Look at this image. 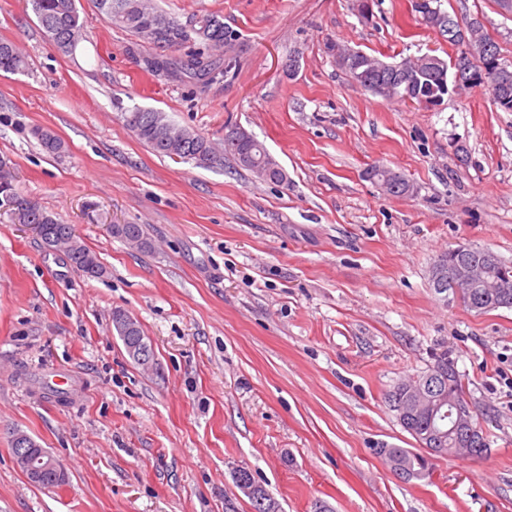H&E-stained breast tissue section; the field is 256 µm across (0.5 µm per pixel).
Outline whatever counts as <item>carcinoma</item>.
Masks as SVG:
<instances>
[{
  "label": "carcinoma",
  "mask_w": 512,
  "mask_h": 512,
  "mask_svg": "<svg viewBox=\"0 0 512 512\" xmlns=\"http://www.w3.org/2000/svg\"><path fill=\"white\" fill-rule=\"evenodd\" d=\"M32 10L41 26L50 25L61 32V37L52 40L62 53H70L85 38L84 24L80 18L75 0H30ZM431 8L422 13L425 26L434 29L440 24L444 12L439 0H428ZM95 8L105 22L122 28L138 39L154 53L151 66L157 71H168L182 79L214 81L226 76L233 68L234 58L228 55L230 49L240 41L238 31L224 25L215 15H203L193 22L182 23L170 13L147 3V0H94ZM181 50L178 58H171L167 52ZM375 57L366 53L359 60L341 65V68L359 83H383L390 74L368 68ZM409 77L410 91L400 89L390 95L392 99L421 102L426 99L436 105L441 96L442 85L448 83V61L431 54L419 56L411 61ZM28 69L27 59L9 40L0 39V71L5 73L24 72ZM122 124L134 136L147 144L159 156L176 157L192 161L199 166H209L222 161L212 142L196 131L172 121L166 113L139 106L128 107L120 112ZM35 136L46 153L58 156L64 152V143L47 129H37ZM224 155L233 157L241 166L249 169L264 181L288 184L281 177L279 163L264 145L247 130L231 127L224 132ZM7 163L0 159V207H5L20 224H42L46 233L41 237L49 251L61 250L70 264L89 278H100L106 269L95 253L90 251L76 234L74 225L60 222L53 214L24 198L13 183L12 175L6 171ZM112 237L134 244L139 249L151 247L150 239L142 224H111ZM487 256L485 276L503 287L512 297V266L504 263L486 249L473 248L464 255L469 262H480ZM433 375V389L430 397L442 405L430 408L409 401L402 392V385H396L384 396L390 408L403 406L406 424L403 429L418 444V450L409 448H379L390 469L401 479H421L430 475L432 463L427 457L454 456L482 458L488 453L489 444L481 426L475 421L473 411L465 398L461 381L455 378V362L442 350L433 355V362L427 371L419 376L424 379ZM468 411L470 430L473 433L471 450L458 447L461 442L458 432L448 427V412L454 406ZM235 484L242 482L255 487L250 497L254 512H282L281 503L256 481L252 472L241 467L234 472Z\"/></svg>",
  "instance_id": "obj_1"
}]
</instances>
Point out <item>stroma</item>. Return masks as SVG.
<instances>
[{"label":"stroma","mask_w":512,"mask_h":512,"mask_svg":"<svg viewBox=\"0 0 512 512\" xmlns=\"http://www.w3.org/2000/svg\"><path fill=\"white\" fill-rule=\"evenodd\" d=\"M180 21L237 29L236 68L208 84L154 75L149 50L76 0L87 34L69 54L29 0H0V39L27 56L0 72V158L21 194L64 223L107 273L47 250L0 208V512H252L249 468L284 512H512V309L481 313L429 283L434 260L470 245L512 265V112L475 89L438 106L390 101L336 64L334 44L390 62L453 57L412 0H155ZM478 20L512 63V12L441 0ZM138 105L222 143L253 133L288 175L260 180L225 159L153 153L119 119ZM65 144L50 157L34 136ZM386 166L414 194H385ZM142 224L152 247L113 238ZM121 309L154 348L126 353ZM447 350L490 444L436 457L405 481L378 454L415 448L384 396ZM32 436L62 464L31 484L10 449ZM118 318H123V319L126 318V319L134 320V325H135L136 329L133 334H134V336H139V341L134 344H127V351L129 353V355L132 358L136 359L143 367H146V368L151 367L153 365L152 360L150 358H146L144 356L143 347L145 345H148V343L143 338L145 336L143 334V330H142L140 324L138 323V321L122 310H114L112 312V322L115 323Z\"/></svg>","instance_id":"1"}]
</instances>
